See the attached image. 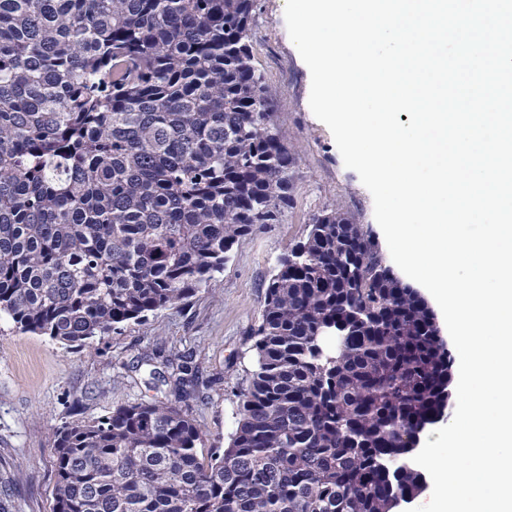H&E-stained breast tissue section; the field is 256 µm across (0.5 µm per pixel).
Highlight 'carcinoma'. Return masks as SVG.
Listing matches in <instances>:
<instances>
[{"instance_id": "1", "label": "carcinoma", "mask_w": 512, "mask_h": 512, "mask_svg": "<svg viewBox=\"0 0 512 512\" xmlns=\"http://www.w3.org/2000/svg\"><path fill=\"white\" fill-rule=\"evenodd\" d=\"M257 0H0V320L83 349L209 286L290 206L296 158L253 62ZM227 446L199 370L57 431L51 512H394L453 357L426 301L337 209L279 259Z\"/></svg>"}]
</instances>
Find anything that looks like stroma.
Here are the masks:
<instances>
[{
    "label": "stroma",
    "mask_w": 512,
    "mask_h": 512,
    "mask_svg": "<svg viewBox=\"0 0 512 512\" xmlns=\"http://www.w3.org/2000/svg\"><path fill=\"white\" fill-rule=\"evenodd\" d=\"M284 10L285 0H258L251 32L254 63L277 92L272 121L297 153L292 203L281 223L257 225L235 245L223 273L186 304L93 348L70 349L0 321V493L8 492L12 512H51L59 428L165 398L168 385L152 379L142 361L156 350L192 354L201 385L185 410L204 435L199 454L224 447L238 418L236 392L252 367L249 334L266 285L278 258L305 238L313 214H353L387 251L371 193L310 109V70L289 37Z\"/></svg>",
    "instance_id": "obj_1"
}]
</instances>
